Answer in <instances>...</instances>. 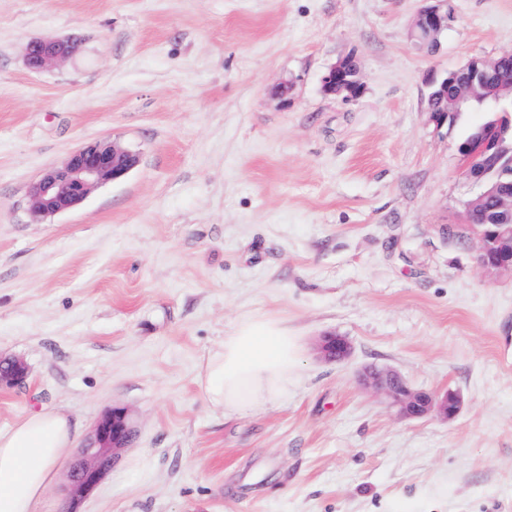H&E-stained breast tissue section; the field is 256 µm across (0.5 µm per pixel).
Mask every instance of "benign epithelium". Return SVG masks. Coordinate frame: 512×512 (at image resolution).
<instances>
[{"label": "benign epithelium", "mask_w": 512, "mask_h": 512, "mask_svg": "<svg viewBox=\"0 0 512 512\" xmlns=\"http://www.w3.org/2000/svg\"><path fill=\"white\" fill-rule=\"evenodd\" d=\"M444 0L422 7L416 17L413 33L426 35L423 43L429 51L439 47V37L448 28V12L441 7ZM78 50L72 39H35L25 49L28 69L41 71L63 62ZM501 64V58L478 59L468 62L446 73L444 78L432 76L430 97L448 102V85L455 86L454 103L477 100L481 103L497 104L502 95L512 96L511 86L492 82V72ZM361 89L360 67L357 62L341 59L331 64L321 76V90L334 96L346 93L353 98ZM508 129L501 122L483 125L479 138L460 145L462 156L470 161L466 175L483 181L487 174L500 166H512V148L506 149L504 141ZM139 162L136 153L115 142L96 141L73 151L66 161L52 167L31 184L28 192L30 210L34 218L41 219L66 212L81 204L98 187L122 180ZM471 223L479 235L478 260L489 272L512 271V224H484L481 215L469 210ZM320 352L328 360H344L351 354V344L344 336H325L320 343ZM27 378L26 367L17 361L0 362V380L21 386ZM366 381L383 390L399 412L409 418H418L435 412L445 419L457 415L460 408L458 397L452 393L438 399L424 391L411 389L397 374L390 371L371 370ZM129 437L125 412L114 408L97 424L94 442L82 449V458L70 472L72 496L90 494L101 475L111 465L114 452Z\"/></svg>", "instance_id": "1"}]
</instances>
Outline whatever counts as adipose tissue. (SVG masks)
<instances>
[{"label": "adipose tissue", "mask_w": 512, "mask_h": 512, "mask_svg": "<svg viewBox=\"0 0 512 512\" xmlns=\"http://www.w3.org/2000/svg\"><path fill=\"white\" fill-rule=\"evenodd\" d=\"M299 344L278 321H242L204 364L199 384L207 403L226 413L276 401L297 379ZM79 430L60 410L32 412L0 433V512H41L47 489L76 448Z\"/></svg>", "instance_id": "obj_1"}]
</instances>
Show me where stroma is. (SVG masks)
Masks as SVG:
<instances>
[{"label":"stroma","mask_w":512,"mask_h":512,"mask_svg":"<svg viewBox=\"0 0 512 512\" xmlns=\"http://www.w3.org/2000/svg\"><path fill=\"white\" fill-rule=\"evenodd\" d=\"M423 0H0V433L39 409H125L133 440L44 512H512V272L477 264L460 144L490 109L427 110L431 74L512 54V0H448L436 51ZM78 51L34 72L36 38ZM347 55L359 96L321 90ZM139 156L74 210L28 189L81 145ZM301 340V376L228 416L208 355L247 318ZM347 337L326 360L322 337ZM459 413L402 416L366 370ZM425 2H435L436 4L424 6L419 10L414 23L413 33L417 41L419 40L420 33L425 34L426 40L420 44L433 52L440 45L439 37L448 28V11L443 10L441 7L442 2L447 1L425 0ZM320 352L328 360H344L351 354V344L344 336H325L320 343Z\"/></svg>","instance_id":"1"}]
</instances>
